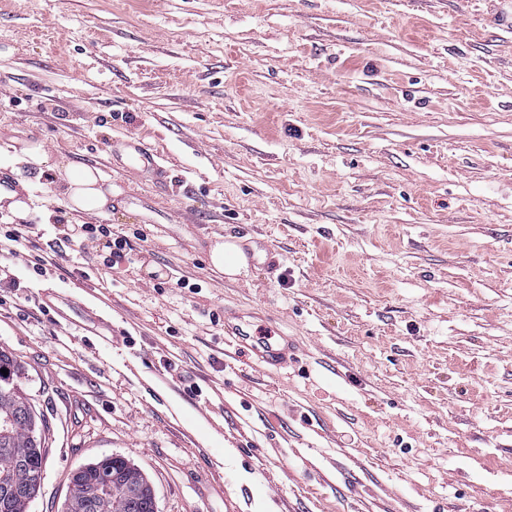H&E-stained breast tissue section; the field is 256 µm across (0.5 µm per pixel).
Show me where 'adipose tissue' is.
Wrapping results in <instances>:
<instances>
[{
    "mask_svg": "<svg viewBox=\"0 0 512 512\" xmlns=\"http://www.w3.org/2000/svg\"><path fill=\"white\" fill-rule=\"evenodd\" d=\"M17 161L35 165L40 171L63 174L66 184L68 207L74 212H100L112 205V190L103 184L104 178L98 169L75 168L63 164L42 147L23 146L16 156Z\"/></svg>",
    "mask_w": 512,
    "mask_h": 512,
    "instance_id": "obj_1",
    "label": "adipose tissue"
}]
</instances>
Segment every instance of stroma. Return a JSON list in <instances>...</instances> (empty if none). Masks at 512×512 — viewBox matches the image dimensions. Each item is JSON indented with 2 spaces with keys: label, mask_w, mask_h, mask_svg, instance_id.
Wrapping results in <instances>:
<instances>
[{
  "label": "stroma",
  "mask_w": 512,
  "mask_h": 512,
  "mask_svg": "<svg viewBox=\"0 0 512 512\" xmlns=\"http://www.w3.org/2000/svg\"><path fill=\"white\" fill-rule=\"evenodd\" d=\"M512 0H0V349L50 423L29 512L119 455L159 512H512ZM144 139L169 192L116 163ZM101 170L108 214L12 162ZM105 224L107 268L74 224ZM281 268L215 272L202 237ZM43 260L34 273L33 257ZM107 291L112 338L42 293ZM297 361L224 357V311ZM15 190H16V184H15L14 180L11 177H9L8 175L1 174L0 175V196L9 194ZM25 190L28 192L27 197H25L23 195V193H21V192H13L10 195L5 196L3 198L4 207H6V209H8V211L11 214H13L14 216H16L19 219H24L28 214L29 207H28V204H27L25 198H27L29 200L30 196H29L28 188L24 185L22 187V191H25ZM6 209H0V211L2 213L8 214L9 212Z\"/></svg>",
  "instance_id": "1"
}]
</instances>
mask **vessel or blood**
<instances>
[{
  "label": "vessel or blood",
  "mask_w": 512,
  "mask_h": 512,
  "mask_svg": "<svg viewBox=\"0 0 512 512\" xmlns=\"http://www.w3.org/2000/svg\"><path fill=\"white\" fill-rule=\"evenodd\" d=\"M112 155H123L127 166L135 171L148 174L158 191L167 189V169L161 156L150 150L141 140H129L121 144H113ZM67 321L82 325L92 321L100 336L112 334V319L110 316L94 311L85 303L69 304L64 313ZM250 334L244 327L243 316L239 312L228 310L224 313V344L241 350L249 347L256 364L264 369L286 368L295 357V347L285 334L267 336L257 343H250Z\"/></svg>",
  "instance_id": "obj_1"
}]
</instances>
